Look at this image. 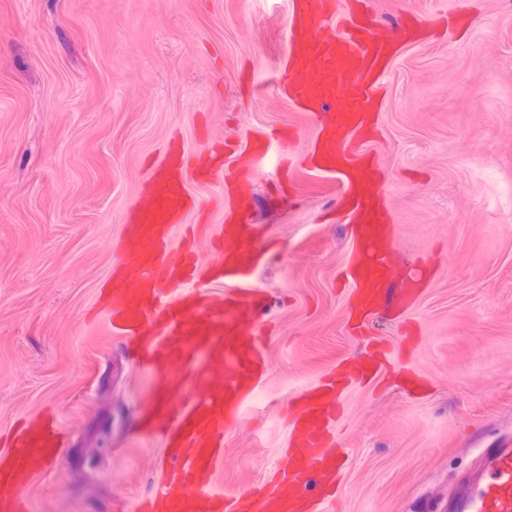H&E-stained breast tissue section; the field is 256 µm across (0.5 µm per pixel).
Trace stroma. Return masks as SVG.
I'll return each instance as SVG.
<instances>
[{
    "mask_svg": "<svg viewBox=\"0 0 512 512\" xmlns=\"http://www.w3.org/2000/svg\"><path fill=\"white\" fill-rule=\"evenodd\" d=\"M386 24L437 22L384 78L371 149L399 251L434 266L407 314L369 330L393 355L351 388L336 512H444L479 453L512 442V0H366ZM289 0H0V432L57 412L69 432L32 512H131L159 441L138 431L154 380L89 319L124 214L171 139L294 128L292 185L271 142L250 212L279 252L256 281L269 375L224 437L216 486L268 478L287 440L280 402L359 346L340 278L350 241L327 220L336 178L302 152L315 119L276 86Z\"/></svg>",
    "mask_w": 512,
    "mask_h": 512,
    "instance_id": "obj_1",
    "label": "stroma"
}]
</instances>
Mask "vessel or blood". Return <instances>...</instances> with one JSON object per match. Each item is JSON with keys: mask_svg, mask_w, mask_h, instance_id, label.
Listing matches in <instances>:
<instances>
[{"mask_svg": "<svg viewBox=\"0 0 512 512\" xmlns=\"http://www.w3.org/2000/svg\"><path fill=\"white\" fill-rule=\"evenodd\" d=\"M289 41L277 75L283 96L318 118L306 162L336 176L348 225L349 315L363 319L410 309L428 283L424 265L400 266L384 207V177L366 149L378 133V90L396 55L429 26L408 17L381 26L362 0H290ZM266 153L265 137L227 141L201 157L170 144L129 208L120 256L98 303L111 332L132 343L135 365L154 386L142 433L168 451L152 494L138 512H323L344 461L331 427L344 391L380 379L388 364L371 352L334 366L289 404L288 447L278 478L225 497L214 487L224 434L269 369L261 316L267 293L251 275L271 247L245 215ZM224 172V222L206 259L176 244L197 207L189 182ZM223 284L222 293L213 285ZM67 434L54 414L22 422L0 455V512H31L35 479L54 464ZM447 512H512V447L482 451L475 472L448 497Z\"/></svg>", "mask_w": 512, "mask_h": 512, "instance_id": "b4317fda", "label": "vessel or blood"}]
</instances>
